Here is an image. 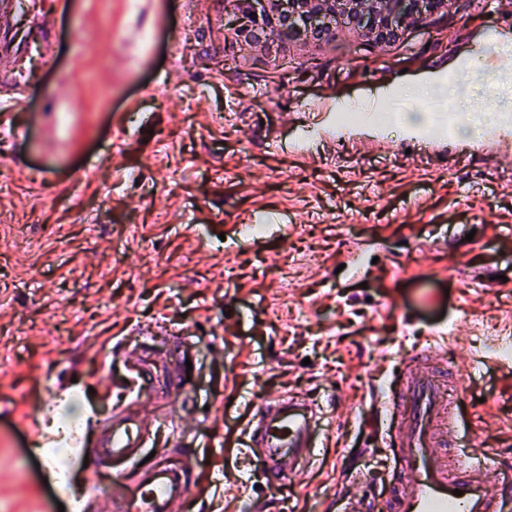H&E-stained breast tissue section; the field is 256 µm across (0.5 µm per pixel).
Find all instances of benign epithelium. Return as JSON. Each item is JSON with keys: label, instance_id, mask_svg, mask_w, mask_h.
<instances>
[{"label": "benign epithelium", "instance_id": "obj_1", "mask_svg": "<svg viewBox=\"0 0 512 512\" xmlns=\"http://www.w3.org/2000/svg\"><path fill=\"white\" fill-rule=\"evenodd\" d=\"M446 0H228L226 26L246 46L328 38L344 24L369 40H385L435 12Z\"/></svg>", "mask_w": 512, "mask_h": 512}]
</instances>
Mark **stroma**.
<instances>
[{
  "label": "stroma",
  "instance_id": "35a3bbf8",
  "mask_svg": "<svg viewBox=\"0 0 512 512\" xmlns=\"http://www.w3.org/2000/svg\"><path fill=\"white\" fill-rule=\"evenodd\" d=\"M224 7L75 0L54 19L33 0L0 28L18 58L0 92L22 93L0 126V512H58L30 432L108 418L134 349L190 377L142 412L181 424L194 512H280L287 496L336 512L346 495L387 512L385 403L402 358L446 322L461 431L512 462V363L490 347L512 341V143L413 140L403 115L436 108L417 99L381 135L297 145L315 120L300 101L467 81L461 61L495 56L512 5L450 0L391 40L343 28L262 53ZM18 227L36 251L16 249ZM285 394L327 407V440L323 464L280 491L243 443L259 402Z\"/></svg>",
  "mask_w": 512,
  "mask_h": 512
}]
</instances>
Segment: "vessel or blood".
Listing matches in <instances>:
<instances>
[{
  "mask_svg": "<svg viewBox=\"0 0 512 512\" xmlns=\"http://www.w3.org/2000/svg\"><path fill=\"white\" fill-rule=\"evenodd\" d=\"M348 101L326 100L319 122L306 126L302 140L333 135L351 107ZM358 107L364 121L377 122L390 109L382 97ZM444 354L436 347L411 351L403 360L397 401L387 414V444L400 480L391 512H512V463L469 452L451 454L461 439L455 403L459 384H447L440 367ZM323 435V410L317 403L292 395L264 401L246 433L245 446L270 485L280 487L304 473L318 459ZM96 443H75L74 461L93 458L92 477H110L111 512H177L191 489L167 458L135 471L146 447L156 446L158 433L133 406L114 408L96 434Z\"/></svg>",
  "mask_w": 512,
  "mask_h": 512,
  "instance_id": "obj_1",
  "label": "vessel or blood"
}]
</instances>
